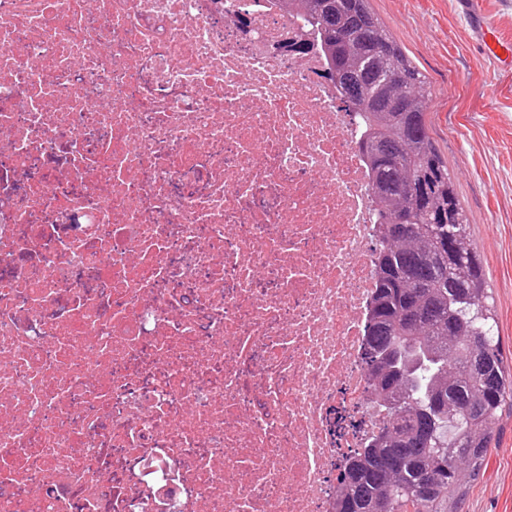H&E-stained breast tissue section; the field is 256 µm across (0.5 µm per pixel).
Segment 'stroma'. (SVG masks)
<instances>
[{
  "instance_id": "1",
  "label": "stroma",
  "mask_w": 512,
  "mask_h": 512,
  "mask_svg": "<svg viewBox=\"0 0 512 512\" xmlns=\"http://www.w3.org/2000/svg\"><path fill=\"white\" fill-rule=\"evenodd\" d=\"M371 0L373 10L426 76L430 134L448 163L481 254L497 331L512 355V68L482 46L488 27L512 42V0ZM463 512H512V410L497 448L469 489Z\"/></svg>"
}]
</instances>
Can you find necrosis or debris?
Segmentation results:
<instances>
[{
    "mask_svg": "<svg viewBox=\"0 0 512 512\" xmlns=\"http://www.w3.org/2000/svg\"><path fill=\"white\" fill-rule=\"evenodd\" d=\"M327 71L279 0H0V512H335L377 237Z\"/></svg>",
    "mask_w": 512,
    "mask_h": 512,
    "instance_id": "1",
    "label": "necrosis or debris"
}]
</instances>
